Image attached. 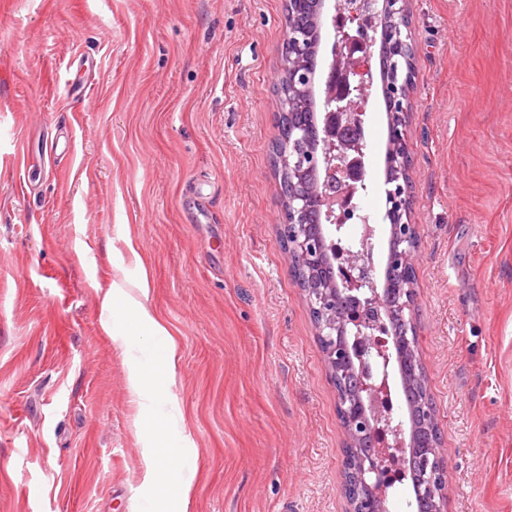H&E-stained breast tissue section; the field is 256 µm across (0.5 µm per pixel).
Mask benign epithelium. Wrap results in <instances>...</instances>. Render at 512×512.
<instances>
[{"label":"benign epithelium","instance_id":"1","mask_svg":"<svg viewBox=\"0 0 512 512\" xmlns=\"http://www.w3.org/2000/svg\"><path fill=\"white\" fill-rule=\"evenodd\" d=\"M332 60L325 79L323 112L316 146L303 149L309 138L305 127L288 113V172L282 188L288 196L283 234L291 268L308 281L306 296L318 341L336 389L339 418L346 435L342 488L350 512H389L395 488L392 471L408 463L404 450L415 448L419 478L414 497L445 512L447 477L440 446L429 434L437 422L431 396L394 413L392 392L412 366L417 349L410 291L393 287L413 279L417 248L414 224H391L382 271L373 260L377 225L356 205L351 182L361 183L366 144L361 129L368 101V50L376 44L370 34L373 18H389L395 25L394 51L404 55L402 36L407 0H335ZM305 33L290 28L281 48V70L288 71L292 90L308 85L304 67ZM385 194L395 208H409L410 197L398 182ZM362 226L357 238L345 234L348 221Z\"/></svg>","mask_w":512,"mask_h":512}]
</instances>
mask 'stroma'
Returning <instances> with one entry per match:
<instances>
[{
    "label": "stroma",
    "mask_w": 512,
    "mask_h": 512,
    "mask_svg": "<svg viewBox=\"0 0 512 512\" xmlns=\"http://www.w3.org/2000/svg\"><path fill=\"white\" fill-rule=\"evenodd\" d=\"M414 323L447 512H512V0H409ZM285 0H0V512H154L122 340L136 247L190 512H349L273 158ZM361 207L384 224L372 93ZM54 142L55 151L45 143Z\"/></svg>",
    "instance_id": "stroma-1"
}]
</instances>
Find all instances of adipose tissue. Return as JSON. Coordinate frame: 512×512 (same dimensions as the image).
<instances>
[{"mask_svg":"<svg viewBox=\"0 0 512 512\" xmlns=\"http://www.w3.org/2000/svg\"><path fill=\"white\" fill-rule=\"evenodd\" d=\"M118 274L102 299L103 326L128 350V384L138 399L144 463L157 512H188L192 484L182 476L184 446L169 425L158 424L157 403L166 398L177 367V346L168 328L142 302L148 290L143 265Z\"/></svg>","mask_w":512,"mask_h":512,"instance_id":"obj_1","label":"adipose tissue"}]
</instances>
